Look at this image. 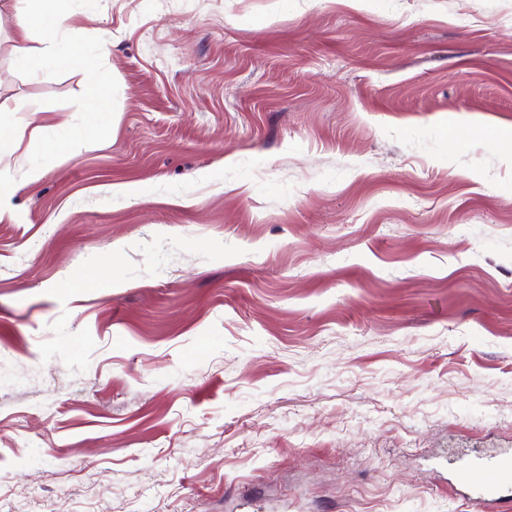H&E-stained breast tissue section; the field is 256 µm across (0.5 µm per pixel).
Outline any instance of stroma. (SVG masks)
<instances>
[{"label": "stroma", "mask_w": 512, "mask_h": 512, "mask_svg": "<svg viewBox=\"0 0 512 512\" xmlns=\"http://www.w3.org/2000/svg\"><path fill=\"white\" fill-rule=\"evenodd\" d=\"M16 6L0 512H476L454 460L512 449V0H95L110 54L37 79Z\"/></svg>", "instance_id": "1"}]
</instances>
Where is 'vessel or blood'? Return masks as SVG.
Masks as SVG:
<instances>
[{
  "label": "vessel or blood",
  "mask_w": 512,
  "mask_h": 512,
  "mask_svg": "<svg viewBox=\"0 0 512 512\" xmlns=\"http://www.w3.org/2000/svg\"><path fill=\"white\" fill-rule=\"evenodd\" d=\"M479 512H512V454L496 452L461 460L453 469Z\"/></svg>",
  "instance_id": "1"
}]
</instances>
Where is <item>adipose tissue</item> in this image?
<instances>
[{"mask_svg":"<svg viewBox=\"0 0 512 512\" xmlns=\"http://www.w3.org/2000/svg\"><path fill=\"white\" fill-rule=\"evenodd\" d=\"M71 18V13L49 5L38 11L17 10L12 52L25 60L33 76L43 75L80 52V44L70 37Z\"/></svg>","mask_w":512,"mask_h":512,"instance_id":"ef3b65f1","label":"adipose tissue"}]
</instances>
